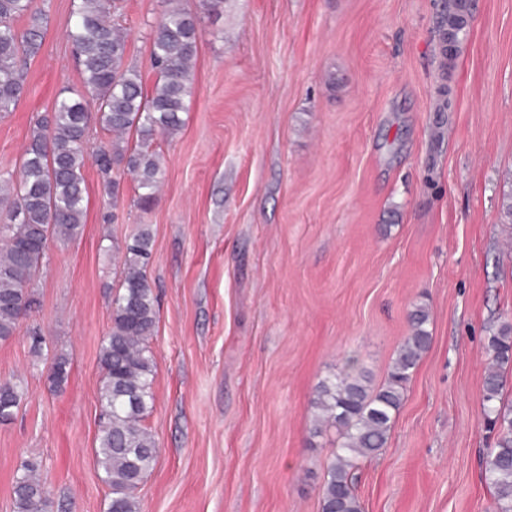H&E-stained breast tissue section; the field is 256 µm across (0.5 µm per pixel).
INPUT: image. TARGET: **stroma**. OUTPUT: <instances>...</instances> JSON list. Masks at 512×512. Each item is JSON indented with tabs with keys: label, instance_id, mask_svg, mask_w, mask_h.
<instances>
[{
	"label": "stroma",
	"instance_id": "1",
	"mask_svg": "<svg viewBox=\"0 0 512 512\" xmlns=\"http://www.w3.org/2000/svg\"><path fill=\"white\" fill-rule=\"evenodd\" d=\"M73 0H35L47 27L15 112L0 118V172H18L32 119L82 77L67 39ZM224 0L202 15L194 94L152 150L158 202L124 178L113 220L87 161L88 217L50 242L38 307L0 342V382L26 395L0 423V512L20 463L42 462L53 512H107L94 448L99 348L120 256L150 225V340L159 448L139 512H321L337 433L313 430L318 384L355 359L387 377L415 305L432 343L385 448L361 463L363 512H495L481 460L489 336L512 320V0ZM126 61L146 82L161 0H120ZM45 339L42 357L30 333ZM69 360L53 387L54 354Z\"/></svg>",
	"mask_w": 512,
	"mask_h": 512
}]
</instances>
